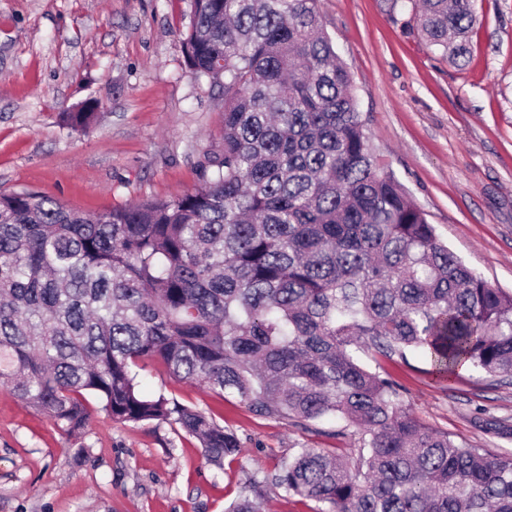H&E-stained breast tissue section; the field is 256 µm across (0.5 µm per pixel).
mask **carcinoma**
<instances>
[{
	"label": "carcinoma",
	"instance_id": "obj_1",
	"mask_svg": "<svg viewBox=\"0 0 512 512\" xmlns=\"http://www.w3.org/2000/svg\"><path fill=\"white\" fill-rule=\"evenodd\" d=\"M318 2L191 0L185 66L224 83L201 189L95 216L0 191V385L75 439L89 395L116 421L176 424L220 470L237 435L146 395L141 362L259 417L356 428L353 455L296 448L226 512H260L269 487L317 512H512V453L420 422L380 364L412 349L439 380L511 378L512 293L451 253L377 162ZM408 2L421 37L465 65L476 0L392 9ZM97 119L92 104L60 116L74 132Z\"/></svg>",
	"mask_w": 512,
	"mask_h": 512
}]
</instances>
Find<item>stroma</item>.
Here are the masks:
<instances>
[{"instance_id": "35a3bbf8", "label": "stroma", "mask_w": 512, "mask_h": 512, "mask_svg": "<svg viewBox=\"0 0 512 512\" xmlns=\"http://www.w3.org/2000/svg\"><path fill=\"white\" fill-rule=\"evenodd\" d=\"M391 0H319L351 74L370 144L438 237L512 292V0H478L463 67L433 52ZM191 0H0V190L36 189L89 214L201 184L223 143L224 89L194 78L182 38ZM97 104L87 132L59 115ZM384 367L426 425L491 454L512 452V381L466 370L449 382L420 351ZM143 391L212 413L241 443L218 469L178 425L110 419L69 439L0 387V512H224L248 474L290 449L349 448L341 420L261 418L232 395L155 362Z\"/></svg>"}]
</instances>
